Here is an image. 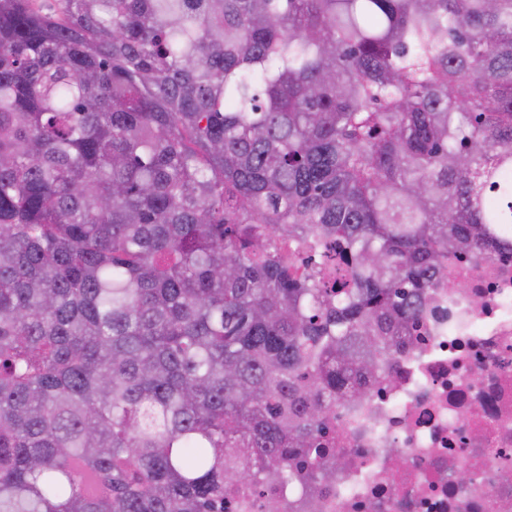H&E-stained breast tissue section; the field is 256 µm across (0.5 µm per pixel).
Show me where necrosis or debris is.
Segmentation results:
<instances>
[{
	"label": "necrosis or debris",
	"instance_id": "4bbe7bcc",
	"mask_svg": "<svg viewBox=\"0 0 512 512\" xmlns=\"http://www.w3.org/2000/svg\"><path fill=\"white\" fill-rule=\"evenodd\" d=\"M330 426L343 466L322 512H512V246L459 257L392 379Z\"/></svg>",
	"mask_w": 512,
	"mask_h": 512
}]
</instances>
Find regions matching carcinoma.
I'll use <instances>...</instances> for the list:
<instances>
[{"label":"carcinoma","mask_w":512,"mask_h":512,"mask_svg":"<svg viewBox=\"0 0 512 512\" xmlns=\"http://www.w3.org/2000/svg\"><path fill=\"white\" fill-rule=\"evenodd\" d=\"M0 0V512L298 482L451 256L512 238V0Z\"/></svg>","instance_id":"obj_1"}]
</instances>
